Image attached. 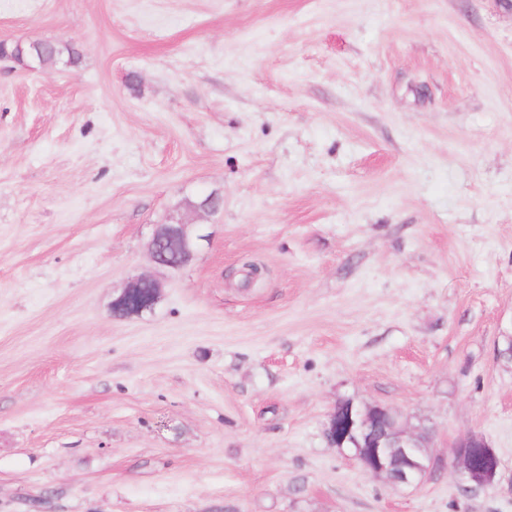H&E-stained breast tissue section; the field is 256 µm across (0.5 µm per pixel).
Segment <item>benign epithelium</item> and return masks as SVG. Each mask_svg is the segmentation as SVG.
Masks as SVG:
<instances>
[{"mask_svg":"<svg viewBox=\"0 0 512 512\" xmlns=\"http://www.w3.org/2000/svg\"><path fill=\"white\" fill-rule=\"evenodd\" d=\"M208 235L194 224L174 219L158 225L150 253L160 267L178 271L195 256ZM149 289L151 298L128 310L127 315L150 312L161 299V285L151 277L136 278L112 300V307L125 306L141 290ZM381 405L368 406L363 411L351 402H343L333 409L325 427V437L332 446L343 450L351 442L354 458L367 473L382 478L394 486H417L423 476L434 467L443 465L431 451L432 443H418L415 428L405 425L401 415L389 407L384 409L388 423L378 430L372 410ZM459 481L468 487L485 488L495 485L501 474V460L487 439L479 433H470L455 444L452 463Z\"/></svg>","mask_w":512,"mask_h":512,"instance_id":"benign-epithelium-1","label":"benign epithelium"}]
</instances>
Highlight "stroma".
Masks as SVG:
<instances>
[{
    "label": "stroma",
    "mask_w": 512,
    "mask_h": 512,
    "mask_svg": "<svg viewBox=\"0 0 512 512\" xmlns=\"http://www.w3.org/2000/svg\"><path fill=\"white\" fill-rule=\"evenodd\" d=\"M18 39L79 60L0 59V512H512V0H0ZM346 400L443 467L364 472ZM173 219L168 224H159L151 243L150 253L154 263L160 267L178 271L185 267L195 256L208 235L204 234L201 225ZM167 247L173 249V256L166 257L164 251ZM148 288L151 293V298L148 302L138 304L135 307L128 310L125 315L120 317H128L134 315H142L145 312H150L154 309V307L158 304L161 299V285L158 281L151 277L142 276L136 278L129 286L124 288L121 293H119L112 300V314L116 316L114 309L116 307L122 306L124 307L126 304L130 302V300L135 297L141 290ZM452 467L464 487L495 485L501 474V460L487 439L470 433L455 444Z\"/></svg>",
    "instance_id": "1"
}]
</instances>
